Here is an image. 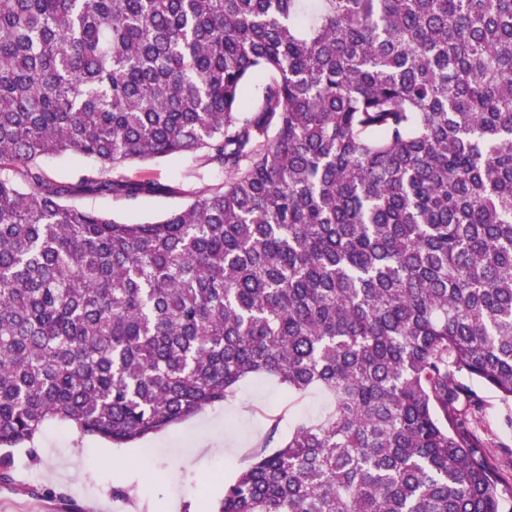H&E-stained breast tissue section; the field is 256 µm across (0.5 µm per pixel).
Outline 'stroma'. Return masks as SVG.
I'll list each match as a JSON object with an SVG mask.
<instances>
[{
  "mask_svg": "<svg viewBox=\"0 0 512 512\" xmlns=\"http://www.w3.org/2000/svg\"><path fill=\"white\" fill-rule=\"evenodd\" d=\"M139 171L174 187L135 205L109 196H82L78 206L121 220L150 221L185 206L188 189L211 182L194 155L139 164ZM469 387L479 405L478 435L499 472L512 474V402L473 381ZM330 408L318 390L287 395L270 378L241 381L235 398L125 448L97 437H79L62 423L53 424L32 443L11 451L8 480L0 481V512H210L223 495L225 482L247 466L255 448L268 436V421L280 417L287 435L295 415L324 416ZM153 453L142 467L144 450ZM127 491L128 499L114 497Z\"/></svg>",
  "mask_w": 512,
  "mask_h": 512,
  "instance_id": "obj_1",
  "label": "stroma"
}]
</instances>
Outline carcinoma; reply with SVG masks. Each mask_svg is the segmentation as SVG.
Instances as JSON below:
<instances>
[{
  "label": "carcinoma",
  "mask_w": 512,
  "mask_h": 512,
  "mask_svg": "<svg viewBox=\"0 0 512 512\" xmlns=\"http://www.w3.org/2000/svg\"><path fill=\"white\" fill-rule=\"evenodd\" d=\"M187 153L224 181L160 220L73 204ZM255 375L332 407L217 512H502L455 403L512 400V0H0V447ZM83 164V160H78L72 156H58L47 159L44 162V167L52 177L70 179Z\"/></svg>",
  "instance_id": "carcinoma-1"
}]
</instances>
